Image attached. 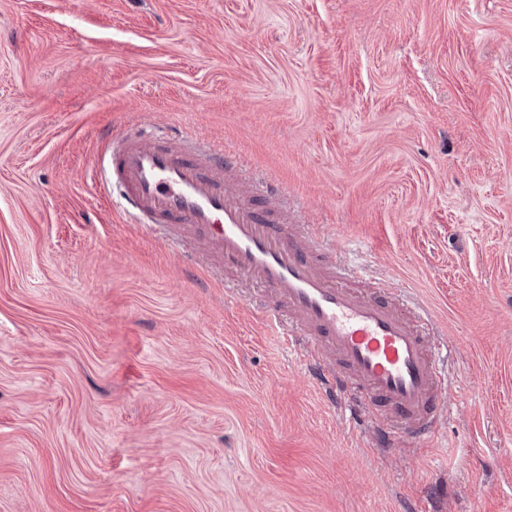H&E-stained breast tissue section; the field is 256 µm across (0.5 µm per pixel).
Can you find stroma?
Instances as JSON below:
<instances>
[{"mask_svg": "<svg viewBox=\"0 0 512 512\" xmlns=\"http://www.w3.org/2000/svg\"><path fill=\"white\" fill-rule=\"evenodd\" d=\"M132 119L434 313L426 446L102 200ZM0 512H512V0H0Z\"/></svg>", "mask_w": 512, "mask_h": 512, "instance_id": "1", "label": "stroma"}]
</instances>
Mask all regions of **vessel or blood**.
I'll return each instance as SVG.
<instances>
[{
  "label": "vessel or blood",
  "instance_id": "b4317fda",
  "mask_svg": "<svg viewBox=\"0 0 512 512\" xmlns=\"http://www.w3.org/2000/svg\"><path fill=\"white\" fill-rule=\"evenodd\" d=\"M184 142L180 129L159 141L130 124L106 148L124 211L180 242L182 261L228 291L266 287L269 322L351 425L373 426L383 446L428 442L447 410L448 350L428 332L427 311L399 294L358 289L367 273L330 260L289 220L282 186L246 177L223 146L198 157ZM228 269L234 279H225Z\"/></svg>",
  "mask_w": 512,
  "mask_h": 512
}]
</instances>
